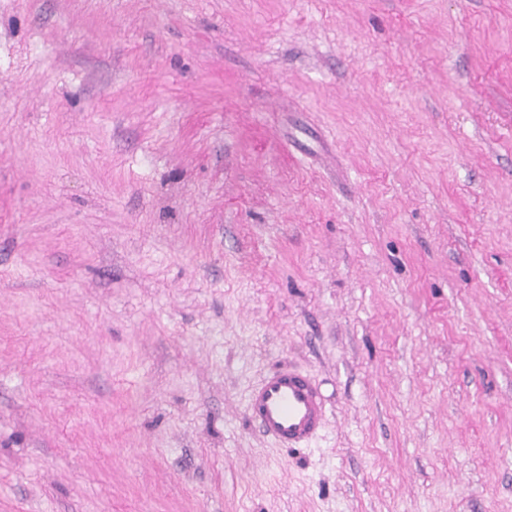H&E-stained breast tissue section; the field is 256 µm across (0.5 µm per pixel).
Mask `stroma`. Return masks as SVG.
I'll list each match as a JSON object with an SVG mask.
<instances>
[{
  "instance_id": "stroma-1",
  "label": "stroma",
  "mask_w": 512,
  "mask_h": 512,
  "mask_svg": "<svg viewBox=\"0 0 512 512\" xmlns=\"http://www.w3.org/2000/svg\"><path fill=\"white\" fill-rule=\"evenodd\" d=\"M0 512H512V0H0ZM247 418L281 448H305L320 435L327 409L315 380L297 369L277 368L252 387Z\"/></svg>"
}]
</instances>
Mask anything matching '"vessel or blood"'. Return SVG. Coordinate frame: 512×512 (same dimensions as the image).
<instances>
[{"instance_id": "1", "label": "vessel or blood", "mask_w": 512, "mask_h": 512, "mask_svg": "<svg viewBox=\"0 0 512 512\" xmlns=\"http://www.w3.org/2000/svg\"><path fill=\"white\" fill-rule=\"evenodd\" d=\"M247 418L278 446L304 448L320 435L327 409L315 380L296 369L277 368L252 387Z\"/></svg>"}]
</instances>
